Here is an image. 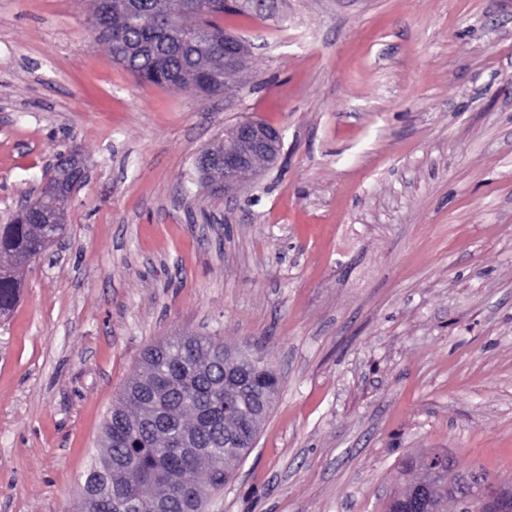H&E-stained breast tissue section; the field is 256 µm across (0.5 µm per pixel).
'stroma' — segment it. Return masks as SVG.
I'll return each mask as SVG.
<instances>
[{
    "instance_id": "stroma-1",
    "label": "stroma",
    "mask_w": 512,
    "mask_h": 512,
    "mask_svg": "<svg viewBox=\"0 0 512 512\" xmlns=\"http://www.w3.org/2000/svg\"><path fill=\"white\" fill-rule=\"evenodd\" d=\"M87 0H0V224L79 153L67 249L0 318V512H71L144 350L263 348L280 391L207 512H386L430 450L512 488V0H282L213 95L138 82ZM276 163L215 195L241 118Z\"/></svg>"
}]
</instances>
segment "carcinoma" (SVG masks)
I'll return each mask as SVG.
<instances>
[{"mask_svg": "<svg viewBox=\"0 0 512 512\" xmlns=\"http://www.w3.org/2000/svg\"><path fill=\"white\" fill-rule=\"evenodd\" d=\"M91 27L114 62L161 86L224 91L226 15H250L226 0H94ZM67 195L43 199L40 213L0 224V315L15 305L23 269L50 247L65 225L51 224ZM231 351L217 334H182L148 348L106 419L81 486L77 512H203L257 441L275 400L278 375L259 349ZM428 457L406 466L433 485L428 512H447L448 484Z\"/></svg>", "mask_w": 512, "mask_h": 512, "instance_id": "1", "label": "carcinoma"}]
</instances>
